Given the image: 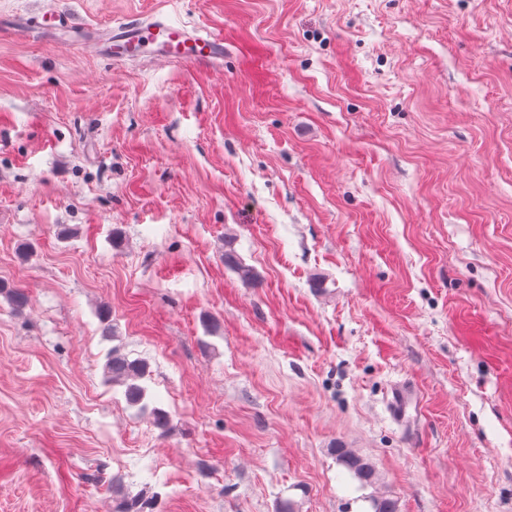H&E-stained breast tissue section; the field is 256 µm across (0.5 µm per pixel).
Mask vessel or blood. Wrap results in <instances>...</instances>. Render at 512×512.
<instances>
[{
  "label": "vessel or blood",
  "mask_w": 512,
  "mask_h": 512,
  "mask_svg": "<svg viewBox=\"0 0 512 512\" xmlns=\"http://www.w3.org/2000/svg\"><path fill=\"white\" fill-rule=\"evenodd\" d=\"M42 17L17 20L13 26L0 24V36L38 34L45 26ZM95 52L114 61L130 58H180L197 64H212L224 56V37L219 33L200 34L188 27L170 22L161 16L144 23H118L99 34L91 43ZM418 403L414 385L404 382L394 387L389 401L393 415L406 420L408 411Z\"/></svg>",
  "instance_id": "b4317fda"
}]
</instances>
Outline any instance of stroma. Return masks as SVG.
Here are the masks:
<instances>
[{
    "instance_id": "obj_1",
    "label": "stroma",
    "mask_w": 512,
    "mask_h": 512,
    "mask_svg": "<svg viewBox=\"0 0 512 512\" xmlns=\"http://www.w3.org/2000/svg\"><path fill=\"white\" fill-rule=\"evenodd\" d=\"M45 13L0 37V512H512V0H0ZM154 14L223 60L76 40ZM48 25L44 16L22 18L17 20L11 27H5L0 22V36L4 34L14 36L37 35L44 26ZM105 371L112 382L126 386L125 396L131 405L148 410L149 406L144 402L146 389L138 383L148 376L149 366L146 361L129 360L118 348L113 347L107 358ZM391 394L389 406L393 415L401 421L406 420L408 410L411 407H417L418 393L416 387L404 382L394 387ZM336 459L364 484L371 485L375 471L372 465L363 458L356 456L347 448H335Z\"/></svg>"
}]
</instances>
